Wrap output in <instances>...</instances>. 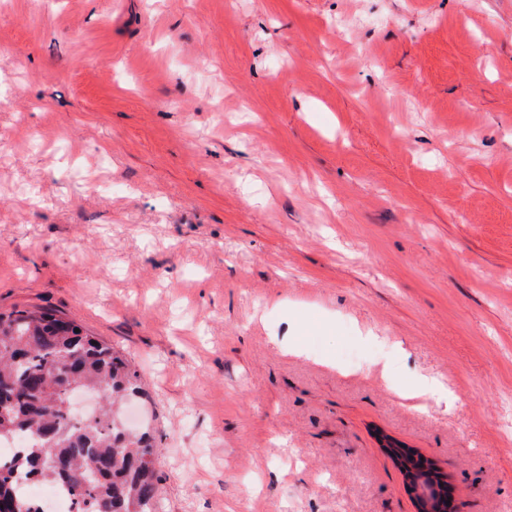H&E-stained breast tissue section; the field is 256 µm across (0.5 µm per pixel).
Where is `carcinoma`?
Wrapping results in <instances>:
<instances>
[{
  "instance_id": "1",
  "label": "carcinoma",
  "mask_w": 512,
  "mask_h": 512,
  "mask_svg": "<svg viewBox=\"0 0 512 512\" xmlns=\"http://www.w3.org/2000/svg\"><path fill=\"white\" fill-rule=\"evenodd\" d=\"M99 391L97 413L76 416L72 399ZM142 394L137 371L114 347L49 310L0 313V441L25 439L0 466V512H44L19 481L65 487L79 512H157L160 448L145 423L121 418Z\"/></svg>"
}]
</instances>
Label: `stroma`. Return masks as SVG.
Returning <instances> with one entry per match:
<instances>
[{
	"label": "stroma",
	"instance_id": "1",
	"mask_svg": "<svg viewBox=\"0 0 512 512\" xmlns=\"http://www.w3.org/2000/svg\"><path fill=\"white\" fill-rule=\"evenodd\" d=\"M1 140L0 312L136 366L161 512H416L380 431L512 512V0H0ZM409 387L411 389L410 397L430 401L437 406L444 404L448 408V402L452 400V393L448 391V385L438 375H422Z\"/></svg>",
	"mask_w": 512,
	"mask_h": 512
}]
</instances>
